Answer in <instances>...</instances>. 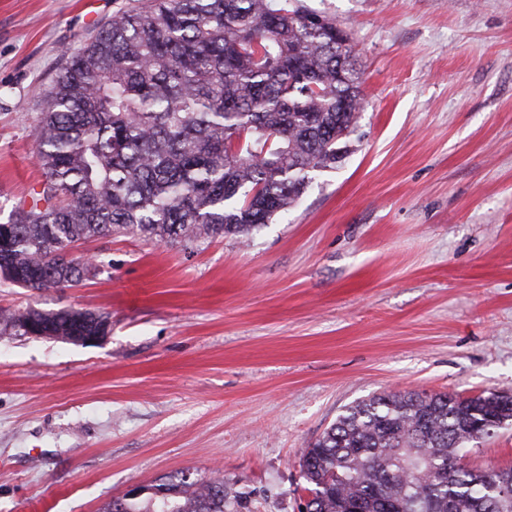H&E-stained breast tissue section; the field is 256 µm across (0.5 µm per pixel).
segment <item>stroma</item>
I'll return each mask as SVG.
<instances>
[{
	"label": "stroma",
	"mask_w": 512,
	"mask_h": 512,
	"mask_svg": "<svg viewBox=\"0 0 512 512\" xmlns=\"http://www.w3.org/2000/svg\"><path fill=\"white\" fill-rule=\"evenodd\" d=\"M125 0H0V221L40 189L36 119L64 50ZM350 37V152L287 218L184 248L80 245L95 276L0 309H88L90 345L0 335V512H99L221 474L238 512H299L300 458L399 390L512 394V0H302ZM512 466V425L472 448Z\"/></svg>",
	"instance_id": "stroma-1"
}]
</instances>
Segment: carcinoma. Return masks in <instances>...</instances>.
Segmentation results:
<instances>
[{
    "label": "carcinoma",
    "mask_w": 512,
    "mask_h": 512,
    "mask_svg": "<svg viewBox=\"0 0 512 512\" xmlns=\"http://www.w3.org/2000/svg\"><path fill=\"white\" fill-rule=\"evenodd\" d=\"M363 97L336 22L300 0H148L112 14L67 55L37 118L44 172L29 207L0 223V277L72 288L96 265L81 242L133 233L193 245L286 215L312 171L347 153ZM107 335L84 309L0 311V335ZM512 422V395L413 391L345 409L300 468L315 512H512V469L463 463L473 433ZM224 477L162 480L101 512H224Z\"/></svg>",
    "instance_id": "obj_1"
}]
</instances>
